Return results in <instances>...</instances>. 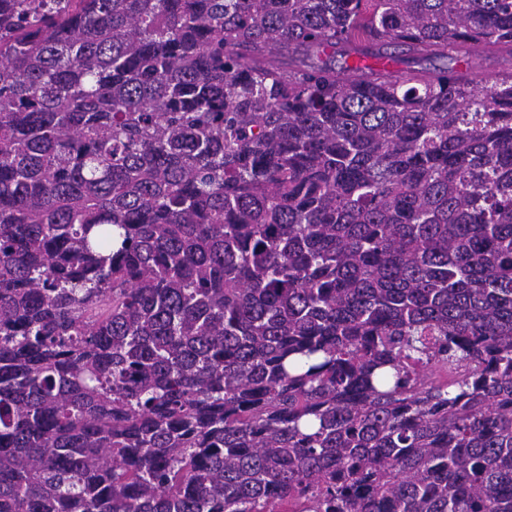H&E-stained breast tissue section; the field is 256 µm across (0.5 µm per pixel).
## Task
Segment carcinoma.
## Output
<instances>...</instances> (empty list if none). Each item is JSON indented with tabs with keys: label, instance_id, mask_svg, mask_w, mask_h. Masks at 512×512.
I'll return each instance as SVG.
<instances>
[{
	"label": "carcinoma",
	"instance_id": "cac0c4a2",
	"mask_svg": "<svg viewBox=\"0 0 512 512\" xmlns=\"http://www.w3.org/2000/svg\"><path fill=\"white\" fill-rule=\"evenodd\" d=\"M479 42L512 0H0V512H512Z\"/></svg>",
	"mask_w": 512,
	"mask_h": 512
}]
</instances>
